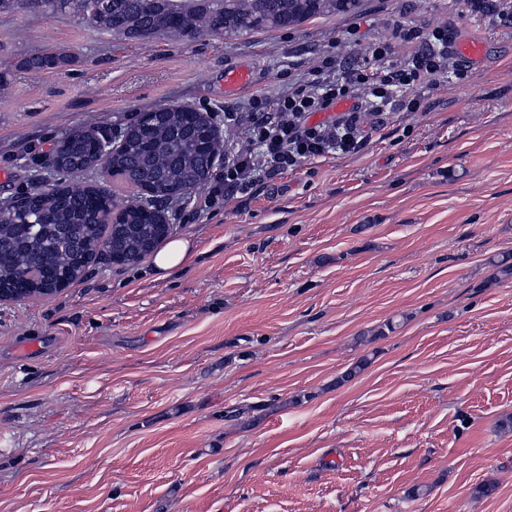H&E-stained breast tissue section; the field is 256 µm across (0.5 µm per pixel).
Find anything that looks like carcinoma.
Returning a JSON list of instances; mask_svg holds the SVG:
<instances>
[{"label":"carcinoma","mask_w":512,"mask_h":512,"mask_svg":"<svg viewBox=\"0 0 512 512\" xmlns=\"http://www.w3.org/2000/svg\"><path fill=\"white\" fill-rule=\"evenodd\" d=\"M361 0H0V12L32 7L47 15L73 13L86 23L129 38L175 34L193 38L202 31L235 39L308 20L354 12ZM68 63L63 53L26 56L23 67L42 71ZM124 144L102 154L98 133L77 130L67 139L68 173L100 167L110 177L142 192L154 203L192 192L208 180L210 152L198 146L194 113L184 105L165 107L159 117L141 112L123 130ZM21 206L0 213V298L22 300L57 292L81 279L91 264L112 252L135 264L162 241V223L129 203L117 216L115 201L92 184H54L19 196Z\"/></svg>","instance_id":"carcinoma-1"}]
</instances>
